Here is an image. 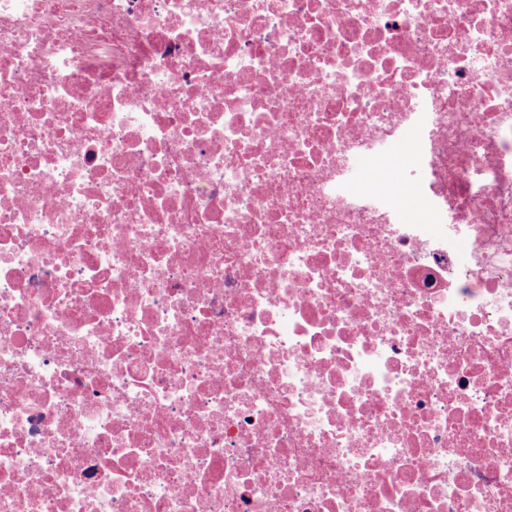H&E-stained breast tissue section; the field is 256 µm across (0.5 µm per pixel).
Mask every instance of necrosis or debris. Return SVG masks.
Masks as SVG:
<instances>
[{
	"label": "necrosis or debris",
	"mask_w": 512,
	"mask_h": 512,
	"mask_svg": "<svg viewBox=\"0 0 512 512\" xmlns=\"http://www.w3.org/2000/svg\"><path fill=\"white\" fill-rule=\"evenodd\" d=\"M0 512H512V0H0ZM385 175L389 181L386 190L392 194H398L402 189V179L404 170L407 166L406 152L400 149L398 152L386 157L383 162Z\"/></svg>",
	"instance_id": "necrosis-or-debris-1"
}]
</instances>
